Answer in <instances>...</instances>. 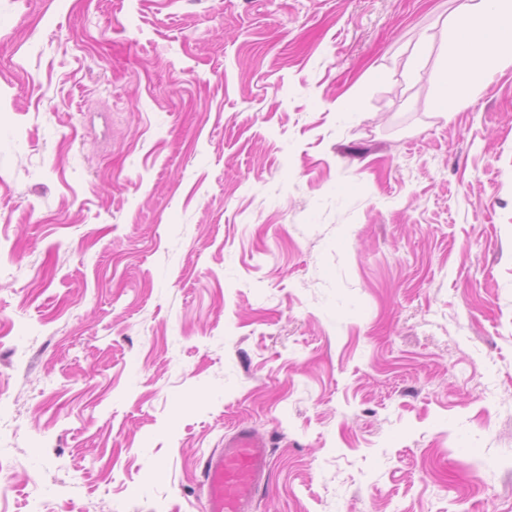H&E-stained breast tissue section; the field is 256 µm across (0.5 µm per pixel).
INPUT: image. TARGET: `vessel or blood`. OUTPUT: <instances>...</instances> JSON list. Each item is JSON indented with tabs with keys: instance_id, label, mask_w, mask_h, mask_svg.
I'll return each mask as SVG.
<instances>
[{
	"instance_id": "obj_1",
	"label": "vessel or blood",
	"mask_w": 512,
	"mask_h": 512,
	"mask_svg": "<svg viewBox=\"0 0 512 512\" xmlns=\"http://www.w3.org/2000/svg\"><path fill=\"white\" fill-rule=\"evenodd\" d=\"M269 448L263 435L241 424L223 448L201 460L208 512H254L259 491L270 481Z\"/></svg>"
}]
</instances>
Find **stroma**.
Returning a JSON list of instances; mask_svg holds the SVG:
<instances>
[{
    "label": "stroma",
    "mask_w": 512,
    "mask_h": 512,
    "mask_svg": "<svg viewBox=\"0 0 512 512\" xmlns=\"http://www.w3.org/2000/svg\"><path fill=\"white\" fill-rule=\"evenodd\" d=\"M473 0H0V512H512V66ZM350 98L355 109L336 111ZM449 46L456 63L445 70L438 102L452 112L472 100L489 75L512 64V0H478L452 21ZM270 445L247 424H239L224 448L200 462L208 512H254V502L270 481Z\"/></svg>",
    "instance_id": "obj_1"
}]
</instances>
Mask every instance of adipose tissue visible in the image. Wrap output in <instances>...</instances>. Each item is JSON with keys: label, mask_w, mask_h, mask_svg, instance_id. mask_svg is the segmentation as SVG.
Listing matches in <instances>:
<instances>
[{"label": "adipose tissue", "mask_w": 512, "mask_h": 512, "mask_svg": "<svg viewBox=\"0 0 512 512\" xmlns=\"http://www.w3.org/2000/svg\"><path fill=\"white\" fill-rule=\"evenodd\" d=\"M456 63L440 83L438 102L448 111L472 100L484 80L512 64V0H476L449 32Z\"/></svg>", "instance_id": "1"}]
</instances>
